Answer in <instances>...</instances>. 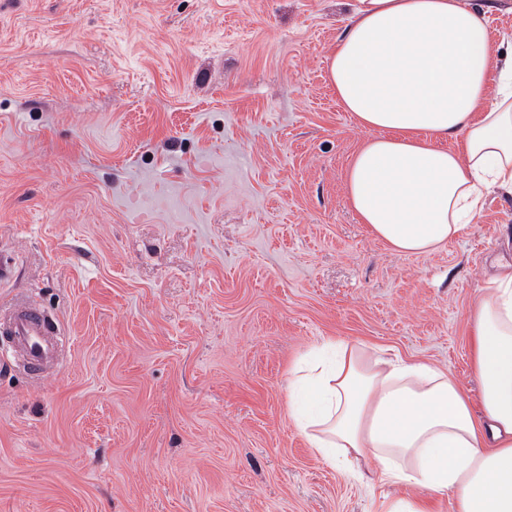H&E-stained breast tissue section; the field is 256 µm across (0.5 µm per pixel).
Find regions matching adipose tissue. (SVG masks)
<instances>
[{
	"instance_id": "adipose-tissue-1",
	"label": "adipose tissue",
	"mask_w": 512,
	"mask_h": 512,
	"mask_svg": "<svg viewBox=\"0 0 512 512\" xmlns=\"http://www.w3.org/2000/svg\"><path fill=\"white\" fill-rule=\"evenodd\" d=\"M336 98L370 138L346 177L362 223L393 249L427 254L461 235L490 188H512V51L493 60L488 22L468 0H361L328 57ZM496 94H489V87ZM470 316V398L444 369L326 342L294 371L291 416L314 452L354 472L373 458L415 489L379 512H512V262Z\"/></svg>"
}]
</instances>
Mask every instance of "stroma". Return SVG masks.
<instances>
[{
    "instance_id": "1",
    "label": "stroma",
    "mask_w": 512,
    "mask_h": 512,
    "mask_svg": "<svg viewBox=\"0 0 512 512\" xmlns=\"http://www.w3.org/2000/svg\"><path fill=\"white\" fill-rule=\"evenodd\" d=\"M512 47V0H469ZM359 0H0V251L68 340L0 366V512H375L290 415L327 341L449 369L512 194L400 254L345 192L369 137L327 57Z\"/></svg>"
}]
</instances>
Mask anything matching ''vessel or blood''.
Masks as SVG:
<instances>
[{"mask_svg":"<svg viewBox=\"0 0 512 512\" xmlns=\"http://www.w3.org/2000/svg\"><path fill=\"white\" fill-rule=\"evenodd\" d=\"M0 333L10 337L23 368L43 379L59 363L65 346L51 316L25 298L16 301L7 316L0 318Z\"/></svg>","mask_w":512,"mask_h":512,"instance_id":"obj_1","label":"vessel or blood"}]
</instances>
